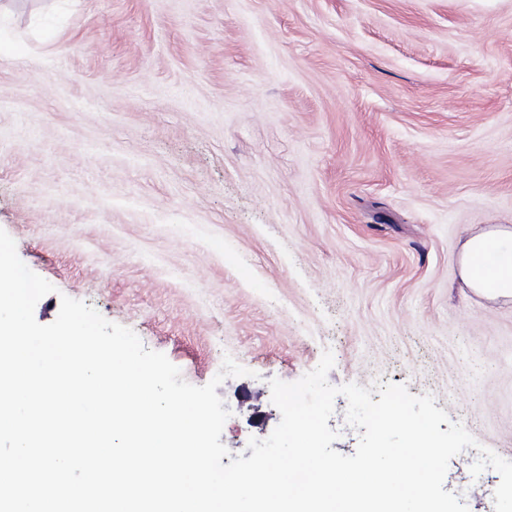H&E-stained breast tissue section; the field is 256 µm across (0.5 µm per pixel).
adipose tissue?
Listing matches in <instances>:
<instances>
[{
    "mask_svg": "<svg viewBox=\"0 0 512 512\" xmlns=\"http://www.w3.org/2000/svg\"><path fill=\"white\" fill-rule=\"evenodd\" d=\"M463 282L489 300L512 299V227L501 225L469 235L462 245Z\"/></svg>",
    "mask_w": 512,
    "mask_h": 512,
    "instance_id": "ef3b65f1",
    "label": "adipose tissue"
}]
</instances>
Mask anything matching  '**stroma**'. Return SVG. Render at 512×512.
Listing matches in <instances>:
<instances>
[{
  "label": "stroma",
  "mask_w": 512,
  "mask_h": 512,
  "mask_svg": "<svg viewBox=\"0 0 512 512\" xmlns=\"http://www.w3.org/2000/svg\"><path fill=\"white\" fill-rule=\"evenodd\" d=\"M0 229L54 293L217 389L221 443L332 351L512 461V299L464 238L512 225V0H0ZM445 490L494 512L499 474Z\"/></svg>",
  "instance_id": "35a3bbf8"
}]
</instances>
